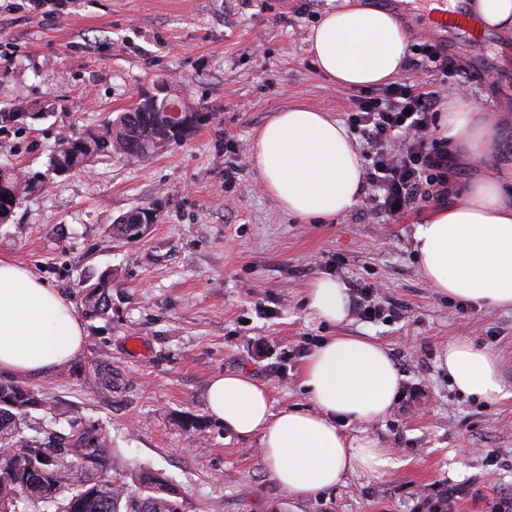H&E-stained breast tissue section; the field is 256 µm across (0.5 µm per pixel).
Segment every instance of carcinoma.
I'll list each match as a JSON object with an SVG mask.
<instances>
[{
  "instance_id": "1",
  "label": "carcinoma",
  "mask_w": 512,
  "mask_h": 512,
  "mask_svg": "<svg viewBox=\"0 0 512 512\" xmlns=\"http://www.w3.org/2000/svg\"><path fill=\"white\" fill-rule=\"evenodd\" d=\"M144 101L142 108L136 103L61 142L51 156L52 170H76L89 160L111 154L146 157L164 144L182 140L183 135L166 123L170 102L181 103L195 118L194 128L203 117L164 81L155 83L154 92ZM39 183L37 178L23 181L14 169L0 166V224L9 220L22 191L31 192ZM149 212L157 210L141 206L130 211L111 224L113 236L128 238ZM109 277L103 274L85 295L93 314L107 307L100 290ZM32 409H47V401L20 383H0V512H23L21 506L33 501L52 507V512H178L167 485L151 474L140 478V484L149 489L142 497L132 495L124 482L94 479L105 467L109 447L98 429L69 419V433L49 432L28 423Z\"/></svg>"
}]
</instances>
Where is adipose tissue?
I'll use <instances>...</instances> for the list:
<instances>
[{
    "label": "adipose tissue",
    "mask_w": 512,
    "mask_h": 512,
    "mask_svg": "<svg viewBox=\"0 0 512 512\" xmlns=\"http://www.w3.org/2000/svg\"><path fill=\"white\" fill-rule=\"evenodd\" d=\"M409 34L387 11L350 5L325 12L307 37L318 70L334 85L358 90L399 77ZM441 133L478 160L499 139L494 121L463 108L445 113ZM251 163L283 211L336 220L360 202L365 169L347 129L327 113L295 105L261 129ZM512 171H494L463 187L457 203L434 206L418 224L414 248L427 284L487 307L512 306ZM309 310L332 325L348 319L345 285L312 281ZM82 320L72 303L26 265L0 256V372L27 379L74 361L82 352ZM441 364L463 394L503 399L497 357L467 338L449 343ZM403 376L388 350L363 336H332L315 346L300 384L313 408L274 409L266 387L244 373L214 377L209 414L259 443L277 485L299 498L345 484L348 476L393 466L389 449L371 437L348 438L340 421L369 424L392 409Z\"/></svg>",
    "instance_id": "adipose-tissue-1"
}]
</instances>
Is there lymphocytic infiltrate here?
I'll return each instance as SVG.
<instances>
[{
  "label": "lymphocytic infiltrate",
  "instance_id": "lymphocytic-infiltrate-1",
  "mask_svg": "<svg viewBox=\"0 0 512 512\" xmlns=\"http://www.w3.org/2000/svg\"><path fill=\"white\" fill-rule=\"evenodd\" d=\"M353 103L352 122L367 147L369 181L389 220H398L415 201L447 195L454 164L447 144L430 135L440 90L394 82Z\"/></svg>",
  "mask_w": 512,
  "mask_h": 512
}]
</instances>
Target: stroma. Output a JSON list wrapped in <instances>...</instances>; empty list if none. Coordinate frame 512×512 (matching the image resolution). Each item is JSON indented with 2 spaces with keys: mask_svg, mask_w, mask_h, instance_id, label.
<instances>
[{
  "mask_svg": "<svg viewBox=\"0 0 512 512\" xmlns=\"http://www.w3.org/2000/svg\"><path fill=\"white\" fill-rule=\"evenodd\" d=\"M21 2L0 0V108L19 104L32 118L0 129V164L45 185L0 224V256L27 265L81 316L82 354L25 385L102 430L111 476L134 487L151 473L173 489L179 512H421L423 495L441 486L460 488L455 512H490L493 499L512 495V308L443 295L423 280L413 234L429 203L391 222L367 186L353 211L318 224L284 213L251 165L277 112L300 104L342 122L353 112V91L320 73L306 42L343 0H68L61 15ZM442 44L475 76L461 106L498 120L508 143L479 162L455 156L451 205L468 181L512 168V38L452 34ZM160 79L208 120L150 157L52 173L58 143L130 108ZM144 205L158 220L142 237L108 233ZM105 272L110 307L95 315L83 286ZM323 275L342 281L352 302L376 285L392 317L320 320L306 297ZM341 334L375 337L404 376L384 419L346 428L391 449L397 464L298 498L273 481L257 440L209 415L206 389L216 375L243 372L275 407L309 409L304 359ZM460 336L497 354L507 398L453 387L440 356ZM101 362L113 390L98 388Z\"/></svg>",
  "mask_w": 512,
  "mask_h": 512,
  "instance_id": "1",
  "label": "stroma"
}]
</instances>
